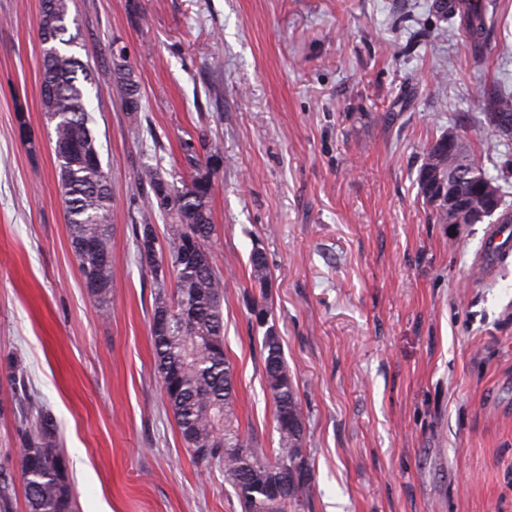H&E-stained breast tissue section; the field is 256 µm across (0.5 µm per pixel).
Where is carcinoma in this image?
<instances>
[{"label": "carcinoma", "mask_w": 512, "mask_h": 512, "mask_svg": "<svg viewBox=\"0 0 512 512\" xmlns=\"http://www.w3.org/2000/svg\"><path fill=\"white\" fill-rule=\"evenodd\" d=\"M69 0H39L37 26L41 41L50 50L40 60V101L42 111L54 124L55 141L72 145L76 153L56 155V171L62 190L66 223L80 276L92 271L99 282L90 289L102 312L109 310L112 291V187L103 166L89 165L82 156L100 155L86 106L84 84L91 74L72 52L79 45L80 32L68 27ZM462 17L461 39L477 49L493 31L496 17L477 0H458ZM113 97L128 112L141 109L139 81L127 64L124 48L112 47ZM476 97L484 109L487 129L486 151L503 145L501 116H512V94L478 86ZM221 160L219 149L209 151L205 160L192 154L186 145L189 175L168 172L143 161L146 206L139 210L136 237L162 220L163 239L156 241L153 255L139 253L157 288L155 305L168 307L167 335L151 334L156 369L166 407L171 411L181 437L193 455L224 472L242 512H301L309 504L312 471L304 448L305 430L302 403L288 370L281 337L269 322L267 260L250 257V283L258 289L252 297L250 315L265 329L261 340L263 378L274 406L278 447L266 451L256 447L253 437L242 430L234 412L236 392L233 366L224 348V275L212 265L210 244L215 226L210 209L212 182ZM465 161L472 179L461 189L479 207L486 203L484 189L490 185L499 202L496 222L512 224V207L504 192L474 153L468 139L460 136L456 149L440 154L437 166L442 179L448 170ZM419 194L430 208L435 224L448 223L443 202L427 196L426 186L417 180ZM92 240L96 249L78 250L77 243ZM28 431L19 448L20 474L27 512H74L68 479V465L59 448L52 415L28 403L25 414ZM14 482L0 466V512H13Z\"/></svg>", "instance_id": "cac0c4a2"}]
</instances>
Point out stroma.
I'll return each instance as SVG.
<instances>
[{
	"label": "stroma",
	"mask_w": 512,
	"mask_h": 512,
	"mask_svg": "<svg viewBox=\"0 0 512 512\" xmlns=\"http://www.w3.org/2000/svg\"><path fill=\"white\" fill-rule=\"evenodd\" d=\"M482 2L497 24L477 59L435 0H71L114 194L103 316L41 110L38 0H0V461L19 467L31 394L55 420L75 512H242L163 405L157 290L133 232L140 159L183 173L185 144L215 145L211 259L242 428L276 447L248 310L258 246L303 407L311 512H512V262L481 275L488 224L454 238L416 184L439 135L479 148L475 88L512 86V0ZM114 42L141 84L134 115L111 95ZM428 159H429V152L426 151L423 153L422 163L419 166L417 180H416L417 185H418L419 194L422 197V199L424 200L425 204L430 208V213H431V218L433 220V223L448 224V214L445 211L444 203L442 201H440V202L435 201L431 197H428L427 193H426V186H425L424 182H422V180H421V175H422V172H423L425 166L427 165Z\"/></svg>",
	"instance_id": "1"
}]
</instances>
